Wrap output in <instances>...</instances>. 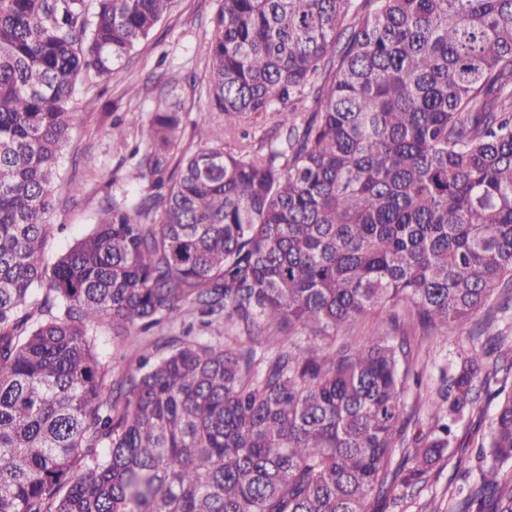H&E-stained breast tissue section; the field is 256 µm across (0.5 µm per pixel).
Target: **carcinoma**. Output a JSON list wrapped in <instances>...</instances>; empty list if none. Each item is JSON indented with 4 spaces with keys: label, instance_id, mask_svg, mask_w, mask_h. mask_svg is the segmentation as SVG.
<instances>
[{
    "label": "carcinoma",
    "instance_id": "obj_1",
    "mask_svg": "<svg viewBox=\"0 0 512 512\" xmlns=\"http://www.w3.org/2000/svg\"><path fill=\"white\" fill-rule=\"evenodd\" d=\"M174 4L0 0V512H376L477 412L448 512H512V340L442 374L413 437L407 337L323 345L400 303L464 325L512 281V0H222L209 111L226 136L271 112L285 139L182 153L166 91L133 150L148 190L49 270L78 85ZM174 315L172 350L131 345L107 384L92 330ZM221 321L247 340L191 335Z\"/></svg>",
    "mask_w": 512,
    "mask_h": 512
}]
</instances>
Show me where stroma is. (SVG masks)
<instances>
[{
    "label": "stroma",
    "mask_w": 512,
    "mask_h": 512,
    "mask_svg": "<svg viewBox=\"0 0 512 512\" xmlns=\"http://www.w3.org/2000/svg\"><path fill=\"white\" fill-rule=\"evenodd\" d=\"M220 4L221 0H176L148 39L132 51L122 70L109 79H90L80 88L73 104L74 124L61 151L55 207L49 216L59 230L45 245V266H53L61 253L94 227L103 204L114 197L131 199L145 190V181L135 176L131 153L140 141L142 123L154 111L159 91L168 81H175V92L186 109L181 150L193 152L220 144L228 150L236 148V141L225 140L205 112L207 48ZM88 100L93 103L89 109L84 106ZM116 120L125 130L121 141L110 134ZM70 182L80 185V193L67 191ZM503 300V292L493 296L494 316L482 311L464 326L451 324L433 331L409 323L408 311L399 309L400 319L407 323L410 362L429 389L438 387L442 370L470 352L473 336L500 333L512 337V307L500 311ZM468 466L465 458L458 466H445L432 474L422 491L387 503L383 512H424L426 503L444 501L453 470Z\"/></svg>",
    "instance_id": "35a3bbf8"
}]
</instances>
